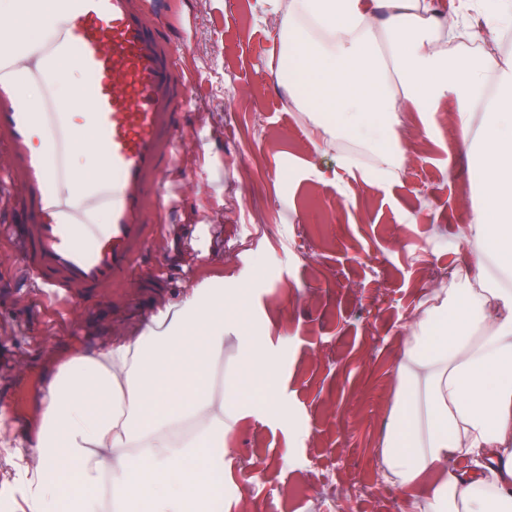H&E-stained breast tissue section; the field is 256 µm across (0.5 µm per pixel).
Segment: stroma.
Segmentation results:
<instances>
[{"instance_id":"1","label":"stroma","mask_w":512,"mask_h":512,"mask_svg":"<svg viewBox=\"0 0 512 512\" xmlns=\"http://www.w3.org/2000/svg\"><path fill=\"white\" fill-rule=\"evenodd\" d=\"M287 0H171V22H194L179 47L190 103L187 149L167 180L171 204L151 221L159 253L110 300L75 302L79 328L22 277L0 237V503L29 512L12 453L37 412V379L65 348L92 350L145 326V311L195 289H235L242 330L266 338L275 373L252 398L268 405L231 440L224 512H398L406 495L381 480L377 446L398 338L430 271L475 260L455 240L470 214L465 149L446 113L435 143L390 184L350 194L335 148L313 142L306 113L277 78V26ZM456 167H448L449 154ZM289 336V346L278 336Z\"/></svg>"}]
</instances>
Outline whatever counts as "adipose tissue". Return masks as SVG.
I'll return each instance as SVG.
<instances>
[{
    "mask_svg": "<svg viewBox=\"0 0 512 512\" xmlns=\"http://www.w3.org/2000/svg\"><path fill=\"white\" fill-rule=\"evenodd\" d=\"M478 5L475 26L437 0H288L279 24L278 79L296 110L315 113L313 140L348 138L380 160L343 157L355 190L393 182L434 142L427 118L444 108L471 159L461 237L476 260L452 267L406 326L377 450L414 512H512V63L483 49L512 28V0ZM56 13V0H0V46L40 42ZM220 294L195 293L138 335L62 358L28 440L30 512L61 499L67 512H97L88 492L106 479L112 512H224L214 483L257 411L240 390L271 360ZM230 342L239 366L219 391Z\"/></svg>",
    "mask_w": 512,
    "mask_h": 512,
    "instance_id": "adipose-tissue-1",
    "label": "adipose tissue"
}]
</instances>
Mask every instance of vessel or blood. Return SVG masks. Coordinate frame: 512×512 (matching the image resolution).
Here are the masks:
<instances>
[{"mask_svg": "<svg viewBox=\"0 0 512 512\" xmlns=\"http://www.w3.org/2000/svg\"><path fill=\"white\" fill-rule=\"evenodd\" d=\"M178 58L165 0H61L50 39L0 48V138L28 211L25 223L1 224L0 233L13 239L26 279L63 308L110 293L158 240L148 202L160 198L176 161L179 115L189 103ZM69 62L90 79L83 92L101 174L71 166L79 133L56 93ZM22 71L42 88L35 104L14 95ZM38 131L47 150L31 146ZM102 211L108 223H98Z\"/></svg>", "mask_w": 512, "mask_h": 512, "instance_id": "vessel-or-blood-1", "label": "vessel or blood"}]
</instances>
